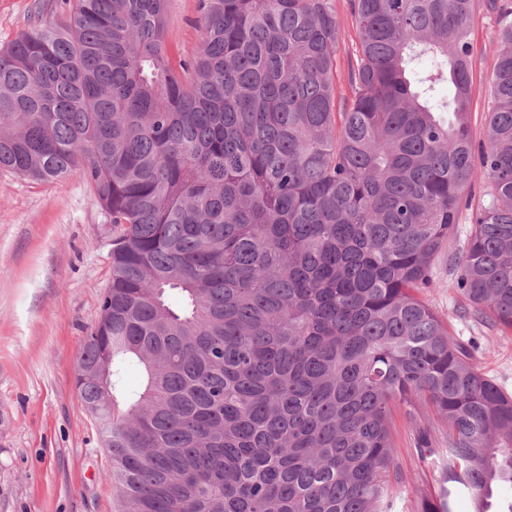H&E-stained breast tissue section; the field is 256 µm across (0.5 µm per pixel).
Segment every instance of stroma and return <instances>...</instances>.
Listing matches in <instances>:
<instances>
[{
  "instance_id": "35a3bbf8",
  "label": "stroma",
  "mask_w": 512,
  "mask_h": 512,
  "mask_svg": "<svg viewBox=\"0 0 512 512\" xmlns=\"http://www.w3.org/2000/svg\"><path fill=\"white\" fill-rule=\"evenodd\" d=\"M341 41L336 83L349 93L358 49L349 0H333ZM66 0H0V48L34 25L66 16ZM199 0H167L172 54L192 53L205 35ZM497 17L477 0L471 21V127L485 141ZM461 213L453 236L431 264L423 300L455 340L471 344L480 371L512 394V335L471 322L465 299L448 287L470 235ZM108 215L81 169L39 183L0 171V512H118L107 477L109 457L95 421L78 404L75 374L87 333L100 318L112 277ZM415 428L404 409L392 415V454L400 468L392 512H415L437 489V465L414 451Z\"/></svg>"
}]
</instances>
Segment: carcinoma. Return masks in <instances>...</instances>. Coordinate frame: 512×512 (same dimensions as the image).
I'll return each instance as SVG.
<instances>
[{
  "mask_svg": "<svg viewBox=\"0 0 512 512\" xmlns=\"http://www.w3.org/2000/svg\"><path fill=\"white\" fill-rule=\"evenodd\" d=\"M189 62L167 0H73L0 48V170L81 167L112 283L78 364L121 512H391L394 408L448 432L417 512H489L512 485V395L418 296L475 170L449 287L512 332V7L497 13L486 141L468 115L475 0H199ZM134 360L144 383L127 391ZM332 1L341 30V41L336 53V83L344 96L350 97L348 70L358 49V35L355 22L351 17L349 0Z\"/></svg>",
  "mask_w": 512,
  "mask_h": 512,
  "instance_id": "obj_1",
  "label": "carcinoma"
}]
</instances>
